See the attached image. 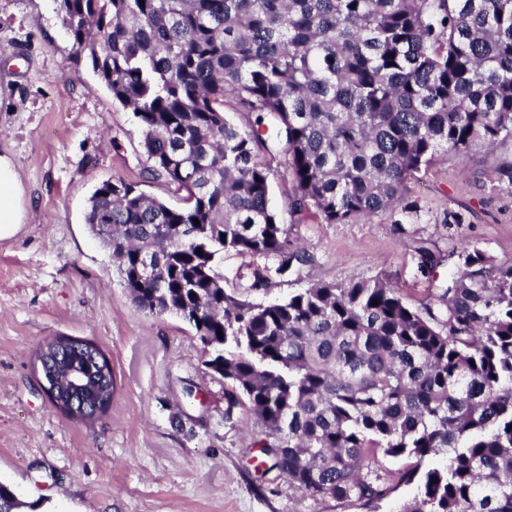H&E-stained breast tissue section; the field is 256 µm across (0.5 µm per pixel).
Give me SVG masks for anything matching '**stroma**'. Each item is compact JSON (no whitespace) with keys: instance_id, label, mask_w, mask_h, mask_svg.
Wrapping results in <instances>:
<instances>
[{"instance_id":"35a3bbf8","label":"stroma","mask_w":512,"mask_h":512,"mask_svg":"<svg viewBox=\"0 0 512 512\" xmlns=\"http://www.w3.org/2000/svg\"><path fill=\"white\" fill-rule=\"evenodd\" d=\"M141 141L133 113L74 53L56 0H0V153L28 210L0 239V482L35 512H399L416 485L369 507L306 497L266 471L261 424L206 367L194 329L131 301L85 213L94 188L119 178L178 204L145 178ZM510 163L511 143L438 161L410 185L417 216L347 224L291 211V182L276 176L270 204L307 263L284 272L273 257L227 250L215 268L226 291L256 302L386 277L411 305L439 303L463 243L512 264V185L488 177ZM55 336L89 340L111 360L105 412L72 419L41 390L37 352Z\"/></svg>"}]
</instances>
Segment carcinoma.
<instances>
[{
  "mask_svg": "<svg viewBox=\"0 0 512 512\" xmlns=\"http://www.w3.org/2000/svg\"><path fill=\"white\" fill-rule=\"evenodd\" d=\"M77 55L142 129L147 177L95 188L90 231L140 309L195 328L273 443L266 471L313 499L512 512V265L463 251L438 306L384 278L253 302L221 253L307 262L270 206L275 153L324 224L418 212L435 162L512 142V0H57ZM250 117L239 126L227 110ZM271 119L275 140L261 128ZM199 223H194V220ZM202 254H197L196 250ZM378 304H372V301ZM411 457L397 476L378 455ZM440 457L443 464L422 468ZM437 482H432V479ZM24 504L0 483V512Z\"/></svg>",
  "mask_w": 512,
  "mask_h": 512,
  "instance_id": "carcinoma-1",
  "label": "carcinoma"
}]
</instances>
